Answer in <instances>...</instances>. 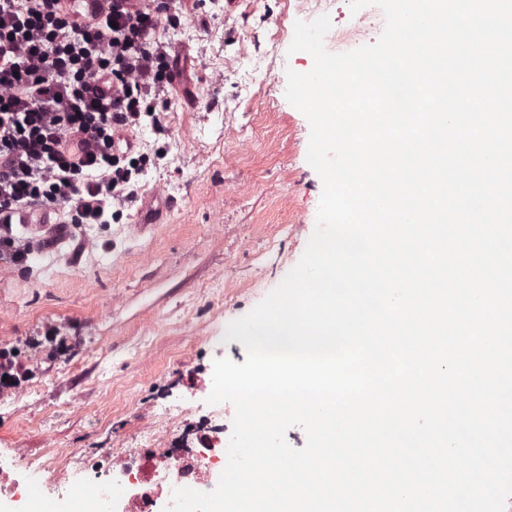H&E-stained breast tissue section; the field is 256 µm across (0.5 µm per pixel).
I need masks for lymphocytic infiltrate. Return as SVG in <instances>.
<instances>
[{
  "instance_id": "f902f5d3",
  "label": "lymphocytic infiltrate",
  "mask_w": 512,
  "mask_h": 512,
  "mask_svg": "<svg viewBox=\"0 0 512 512\" xmlns=\"http://www.w3.org/2000/svg\"><path fill=\"white\" fill-rule=\"evenodd\" d=\"M175 0H112L104 20L75 19L68 0H0V253L31 254L17 224L63 210L106 224L144 172L124 133L161 129L179 71L165 29Z\"/></svg>"
}]
</instances>
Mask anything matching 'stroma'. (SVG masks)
<instances>
[{"label":"stroma","mask_w":512,"mask_h":512,"mask_svg":"<svg viewBox=\"0 0 512 512\" xmlns=\"http://www.w3.org/2000/svg\"><path fill=\"white\" fill-rule=\"evenodd\" d=\"M207 27L187 17L167 37L186 59L162 131H134L147 158L136 196L112 224L14 226L26 266L0 259V348L48 332L66 354L26 349L33 373L0 393V462L23 449L42 461L64 449L96 459L139 445L161 413L178 447L197 419L181 413L190 386L225 357L226 340L300 261L323 184L307 161L310 125L285 97L287 70L312 57L272 45L293 29L294 0H219ZM167 196L152 223L144 196Z\"/></svg>","instance_id":"1"}]
</instances>
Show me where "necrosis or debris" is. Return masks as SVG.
<instances>
[{"instance_id": "1", "label": "necrosis or debris", "mask_w": 512, "mask_h": 512, "mask_svg": "<svg viewBox=\"0 0 512 512\" xmlns=\"http://www.w3.org/2000/svg\"><path fill=\"white\" fill-rule=\"evenodd\" d=\"M202 401V431L180 448L121 452L91 461L65 454L69 475L58 480L54 468L15 458V468H0V500L18 512H164L177 488L212 491L224 469V439L234 414L223 405L208 404L210 387H194Z\"/></svg>"}]
</instances>
